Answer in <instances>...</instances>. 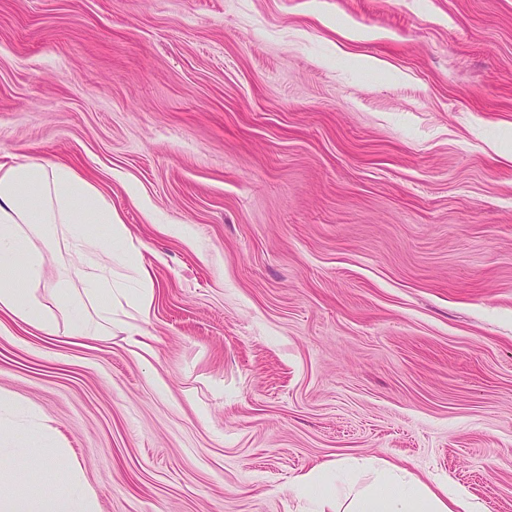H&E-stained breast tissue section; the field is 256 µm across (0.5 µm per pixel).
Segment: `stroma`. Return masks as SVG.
I'll use <instances>...</instances> for the list:
<instances>
[{
  "label": "stroma",
  "mask_w": 512,
  "mask_h": 512,
  "mask_svg": "<svg viewBox=\"0 0 512 512\" xmlns=\"http://www.w3.org/2000/svg\"><path fill=\"white\" fill-rule=\"evenodd\" d=\"M64 162L155 290L8 322L98 512H302L372 457L512 512V0H0V146Z\"/></svg>",
  "instance_id": "35a3bbf8"
}]
</instances>
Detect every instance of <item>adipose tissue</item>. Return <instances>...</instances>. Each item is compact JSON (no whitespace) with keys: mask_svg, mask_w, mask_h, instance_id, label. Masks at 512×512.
<instances>
[{"mask_svg":"<svg viewBox=\"0 0 512 512\" xmlns=\"http://www.w3.org/2000/svg\"><path fill=\"white\" fill-rule=\"evenodd\" d=\"M63 242L71 273L82 289L57 288L51 303L35 290L43 280L44 253ZM120 252L123 272L107 258ZM155 300L152 277L120 215L71 167L36 161L0 165V314L46 335L77 339L120 331L139 335L128 311L145 315ZM16 400L0 393V433L27 432L40 472L20 483L14 463L0 456V512H97L93 493L64 449L40 428L20 422ZM295 489L319 512H474L447 482L426 485L390 462L357 459L319 466L298 476Z\"/></svg>","mask_w":512,"mask_h":512,"instance_id":"obj_1","label":"adipose tissue"}]
</instances>
